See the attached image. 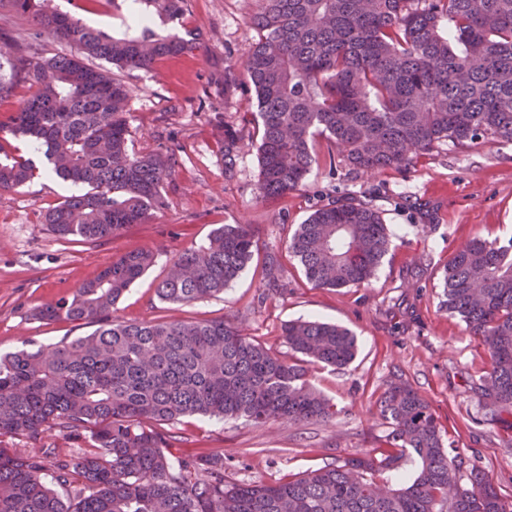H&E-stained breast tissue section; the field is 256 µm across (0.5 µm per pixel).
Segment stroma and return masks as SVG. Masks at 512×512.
Instances as JSON below:
<instances>
[{
    "mask_svg": "<svg viewBox=\"0 0 512 512\" xmlns=\"http://www.w3.org/2000/svg\"><path fill=\"white\" fill-rule=\"evenodd\" d=\"M258 0H185L182 32L201 52L159 60L153 70L115 69L129 89L131 149L165 151L176 158L166 206L143 224L100 241L66 240L45 222L47 211L74 185L43 172L0 193V352L55 343L93 332V325L40 319L41 308L72 297L121 254L145 249L157 260L116 306L119 319L229 318L243 332L287 353L285 322L314 317L348 328L357 338L346 367L314 372L311 382L340 411L330 422L242 420L186 416L171 426L176 456L215 454L227 480L264 484L379 449L388 427L374 402L393 380L409 382L429 402L444 443L463 471L477 468L512 500V432L475 426L477 399L470 388L485 366L479 340L448 313L441 282L453 254L474 237L512 238V143L464 149L444 143L402 169L364 173L337 160L315 166L300 192L265 200L260 178L254 89L241 77L224 87V66L237 61L256 37L249 16ZM238 135L233 172L218 148L223 126ZM368 201L381 211L395 248L365 287L321 289L306 280L288 241L298 224L327 198ZM224 224H250L259 250L224 294L190 305L161 302L155 288L169 260L204 243ZM277 253L287 292L264 295L266 253Z\"/></svg>",
    "mask_w": 512,
    "mask_h": 512,
    "instance_id": "35a3bbf8",
    "label": "stroma"
}]
</instances>
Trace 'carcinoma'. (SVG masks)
I'll list each match as a JSON object with an SVG mask.
<instances>
[{
    "mask_svg": "<svg viewBox=\"0 0 512 512\" xmlns=\"http://www.w3.org/2000/svg\"><path fill=\"white\" fill-rule=\"evenodd\" d=\"M47 0H9L37 28L0 31V98L34 88L0 133L34 139L52 171L87 187L46 214L63 238L98 242L142 224L165 203L175 165L163 151L129 149L128 93L112 72L86 63L150 70L192 50L167 25L184 0H108L128 13L116 37ZM257 39L240 64L224 66V89L250 78L259 121L258 194L301 191L319 155H342L356 170L402 168L448 141L476 148L512 143V0H261ZM83 57L47 56L42 34ZM224 169L235 165L236 132L218 138ZM32 160L0 145V192L34 177ZM392 240L367 202L318 206L289 240L314 288L368 285ZM258 238L249 224H224L208 241L173 257L156 286L162 302L187 305L221 294L246 268ZM156 262L123 253L72 299L44 307L47 321L94 324L85 336L0 354V512H512L491 480L444 447L429 402L408 382H392L376 401L388 424L387 449L268 484L224 478L219 457L179 458L161 429L184 416L329 421L339 410L308 380V367L349 365L357 350L347 329L290 321L285 359L222 320L128 322L117 302ZM265 293L287 289L278 254L262 268ZM448 311L484 346L489 366L473 382L474 423L512 429V239L476 238L459 249L442 281ZM59 428L80 443L68 452H20ZM414 478L384 488L380 476L406 459Z\"/></svg>",
    "mask_w": 512,
    "mask_h": 512,
    "instance_id": "carcinoma-1",
    "label": "carcinoma"
}]
</instances>
